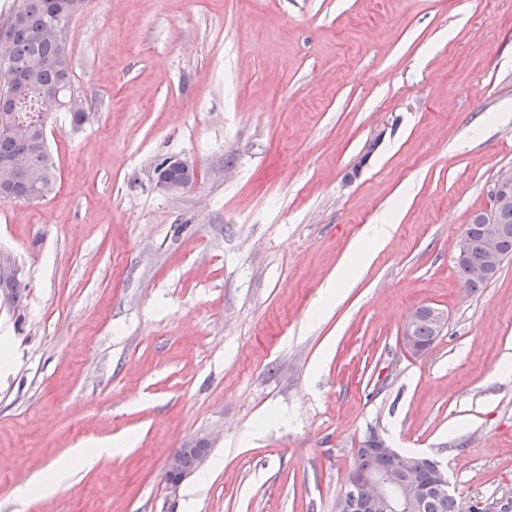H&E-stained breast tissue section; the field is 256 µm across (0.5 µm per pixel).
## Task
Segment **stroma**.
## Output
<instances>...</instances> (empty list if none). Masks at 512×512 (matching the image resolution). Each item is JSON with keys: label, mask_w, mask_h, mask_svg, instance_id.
Instances as JSON below:
<instances>
[{"label": "stroma", "mask_w": 512, "mask_h": 512, "mask_svg": "<svg viewBox=\"0 0 512 512\" xmlns=\"http://www.w3.org/2000/svg\"><path fill=\"white\" fill-rule=\"evenodd\" d=\"M68 46L88 118H50L47 200L0 203L27 282L0 311V512H336L371 428L461 512L512 497V259L475 291L453 262L512 166V0H82ZM170 156L190 188L157 185ZM422 305L448 324L412 357ZM200 439L207 480L170 495ZM394 230L393 224H372L369 225L365 233L364 240L366 245L358 244L354 247L355 253H363L368 249H376L381 247L390 237ZM423 316H427V318L434 324L437 335L435 334V329L429 320L426 318L421 320ZM420 320L421 322L417 325ZM447 324L448 314L443 309L430 305L416 308L403 323L400 336L402 349L412 356H420L424 354L429 347L422 346L420 344L433 342L435 336H440ZM199 448H201L200 442L188 444L186 448H180L178 450L180 454L175 451L168 458L165 470V481L172 495L178 493L183 482L203 463L205 456H200L196 466L193 467L186 465L182 459V457H184L188 461L194 460L199 452ZM70 465L69 460L57 463L50 472L35 477L26 488L25 493L33 497H45L52 494L66 482Z\"/></svg>", "instance_id": "35a3bbf8"}]
</instances>
